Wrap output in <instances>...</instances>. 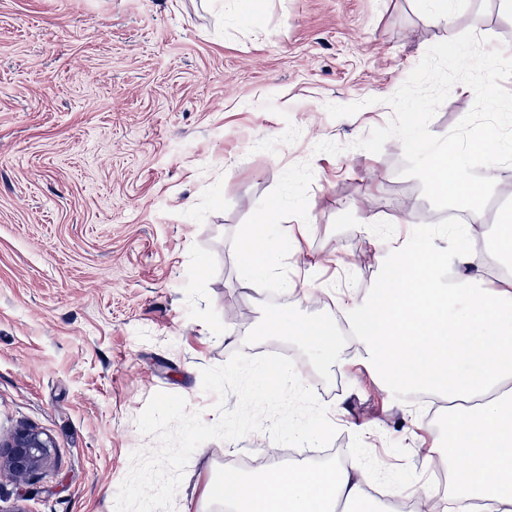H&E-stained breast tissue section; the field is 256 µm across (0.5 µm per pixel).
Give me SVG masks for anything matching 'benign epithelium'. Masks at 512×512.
<instances>
[{
    "mask_svg": "<svg viewBox=\"0 0 512 512\" xmlns=\"http://www.w3.org/2000/svg\"><path fill=\"white\" fill-rule=\"evenodd\" d=\"M52 443L34 429L20 427L0 437V472L27 478L44 470Z\"/></svg>",
    "mask_w": 512,
    "mask_h": 512,
    "instance_id": "7a95c632",
    "label": "benign epithelium"
}]
</instances>
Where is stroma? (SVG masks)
<instances>
[{
	"label": "stroma",
	"mask_w": 512,
	"mask_h": 512,
	"mask_svg": "<svg viewBox=\"0 0 512 512\" xmlns=\"http://www.w3.org/2000/svg\"><path fill=\"white\" fill-rule=\"evenodd\" d=\"M452 12L438 25L419 0H253L245 14L235 0H0V434L29 427L53 444L43 474L0 473V512H115L131 453L157 444L137 427L150 398L182 396L214 423L202 369L271 348L330 410L335 453L390 488L431 475L414 405L356 365L349 338L320 365L269 321L329 323L340 298L385 288L367 226L402 211L410 227L438 223L399 139L378 154L355 143L392 121L387 97L432 45L472 31L512 58L500 0ZM474 100L455 84L430 132ZM495 183L468 234L487 248L486 278L512 289L488 249L512 212V166ZM272 212L308 236L297 251L281 242L276 276L248 289L241 230ZM317 285L323 302L303 301ZM229 301L245 323L225 318ZM274 447L264 431L207 441L175 512H198L228 461Z\"/></svg>",
	"instance_id": "stroma-1"
}]
</instances>
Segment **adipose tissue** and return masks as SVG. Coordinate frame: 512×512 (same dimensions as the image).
<instances>
[{"instance_id":"ef3b65f1","label":"adipose tissue","mask_w":512,"mask_h":512,"mask_svg":"<svg viewBox=\"0 0 512 512\" xmlns=\"http://www.w3.org/2000/svg\"><path fill=\"white\" fill-rule=\"evenodd\" d=\"M242 257L245 270L273 271L279 243L300 247L306 224L281 234L255 235ZM381 261L394 280L380 299L342 301L343 315L355 329L359 356L395 376L397 391L441 394L456 409L448 415L447 438H433L448 460V492L427 487L429 512H472L480 501L486 512H512V291L469 288L467 281L438 282L442 257L414 240L376 236ZM274 324L292 330L320 363L335 360V338L319 324L287 318ZM368 476L360 469L331 463L323 467L267 463L253 474L209 482L208 502L227 503L231 512H365Z\"/></svg>"}]
</instances>
